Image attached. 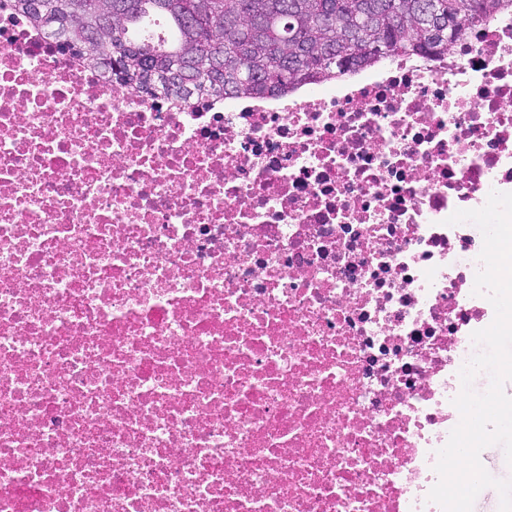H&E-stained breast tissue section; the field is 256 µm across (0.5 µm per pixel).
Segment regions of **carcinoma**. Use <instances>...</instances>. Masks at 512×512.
Listing matches in <instances>:
<instances>
[{"instance_id":"cac0c4a2","label":"carcinoma","mask_w":512,"mask_h":512,"mask_svg":"<svg viewBox=\"0 0 512 512\" xmlns=\"http://www.w3.org/2000/svg\"><path fill=\"white\" fill-rule=\"evenodd\" d=\"M36 26L65 21L59 39L124 84L191 106L227 94L288 92L327 82L355 66L406 54H444L465 35L464 24L486 20L512 0H436L430 25L420 0H14ZM177 33L167 53L134 39L146 11Z\"/></svg>"}]
</instances>
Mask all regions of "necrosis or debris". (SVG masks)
<instances>
[{"label": "necrosis or debris", "mask_w": 512, "mask_h": 512, "mask_svg": "<svg viewBox=\"0 0 512 512\" xmlns=\"http://www.w3.org/2000/svg\"><path fill=\"white\" fill-rule=\"evenodd\" d=\"M512 10L188 107L0 0V512H442Z\"/></svg>", "instance_id": "1"}]
</instances>
